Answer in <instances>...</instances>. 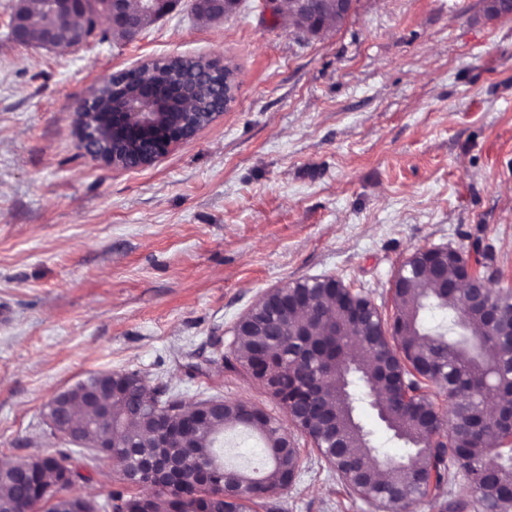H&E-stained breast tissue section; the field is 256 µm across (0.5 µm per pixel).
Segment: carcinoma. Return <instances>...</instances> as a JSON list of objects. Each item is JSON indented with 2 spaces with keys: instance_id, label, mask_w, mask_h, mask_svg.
Instances as JSON below:
<instances>
[{
  "instance_id": "obj_1",
  "label": "carcinoma",
  "mask_w": 512,
  "mask_h": 512,
  "mask_svg": "<svg viewBox=\"0 0 512 512\" xmlns=\"http://www.w3.org/2000/svg\"><path fill=\"white\" fill-rule=\"evenodd\" d=\"M107 0H88L78 20L47 8L46 0H18L13 17L23 44L37 45L56 30L74 40H130L156 21L135 15L126 26L98 29L94 17ZM202 21L225 16L221 0H192ZM346 14L321 19L308 13L294 25L341 24ZM186 71L198 88L192 112H222L209 61L174 56L119 72L121 80L103 81L94 89L98 111L116 112L128 92L151 82L161 87L172 73ZM426 266L448 267L459 287L443 290L422 275ZM391 289L394 313L385 318L366 295L334 276L290 282L269 290L237 323L229 367L240 366L262 383L291 414L290 424L310 443L331 475L346 489L388 512H407L417 500L431 512H509L512 509V427L480 422L482 405L492 399L501 415L512 413V291L490 288L486 300L505 321L493 335L485 310L467 306L463 288L482 272L453 247L410 254ZM434 313L426 324L421 313ZM98 386L112 387V414L104 420L77 383L65 391L74 420L86 443L112 445L123 479L141 480L140 460L166 457L174 449L158 436L160 416L145 379L134 371L98 372ZM377 410L393 436L404 442L402 462L379 458L369 433L356 421L355 403ZM171 426L198 449L194 476L185 486L163 484L149 496L112 493L121 512H279L273 497L292 487L304 464L294 436L244 400L224 403V411L198 409L168 415ZM240 425L264 440V455L253 470L224 464L219 448L224 429ZM20 478L15 467H0V512H28L43 501L46 512H88L79 496L69 494L64 465L49 454L26 462ZM456 470H451V467ZM466 481L469 497L453 486Z\"/></svg>"
}]
</instances>
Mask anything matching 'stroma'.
<instances>
[{"label": "stroma", "mask_w": 512, "mask_h": 512, "mask_svg": "<svg viewBox=\"0 0 512 512\" xmlns=\"http://www.w3.org/2000/svg\"><path fill=\"white\" fill-rule=\"evenodd\" d=\"M0 0V461L48 450L72 494L126 490L51 432L56 393L136 371L192 404L284 413L225 366L240 318L270 289L338 276L392 313L414 251L493 253L512 289V18L483 0H354L301 32L266 0L213 22L190 0L129 41L48 49L9 39ZM173 56L230 64L236 100L152 165L103 166L78 106L104 78ZM280 512H379L312 466Z\"/></svg>", "instance_id": "35a3bbf8"}]
</instances>
